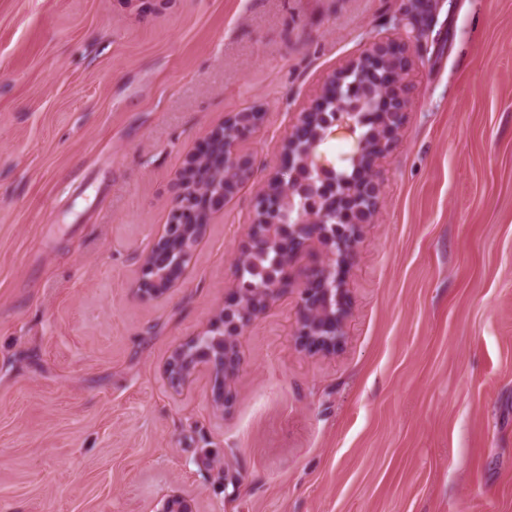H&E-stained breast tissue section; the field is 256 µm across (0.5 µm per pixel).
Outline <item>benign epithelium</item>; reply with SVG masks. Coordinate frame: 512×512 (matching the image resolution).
Here are the masks:
<instances>
[{
  "label": "benign epithelium",
  "instance_id": "1",
  "mask_svg": "<svg viewBox=\"0 0 512 512\" xmlns=\"http://www.w3.org/2000/svg\"><path fill=\"white\" fill-rule=\"evenodd\" d=\"M411 49L403 37L379 41L328 77L316 104L299 113L285 141L279 171L255 191V217L247 243L234 256L235 279L224 307L204 330L174 348L164 376L177 394L201 374L208 376L214 403L228 406L242 368L240 337L292 287H297L293 336L306 353H331L344 340L352 315L347 275L363 225L378 212L382 181L377 162L395 143L409 107ZM330 104L335 120L315 129L316 116ZM262 109L249 105L224 117L188 156L167 223L142 257L136 293L158 298L179 287L190 273L194 252L214 212L247 187L253 155L245 145L258 132ZM371 126L365 137L357 127ZM339 132L353 139L344 157L351 171L339 170L320 152L326 138ZM224 172L217 189L205 186L204 170ZM308 198L290 224L278 216L295 198ZM276 245L282 257L266 288H256L242 273L250 254ZM311 264L297 267L307 258ZM153 512H194L181 494L160 500Z\"/></svg>",
  "mask_w": 512,
  "mask_h": 512
}]
</instances>
